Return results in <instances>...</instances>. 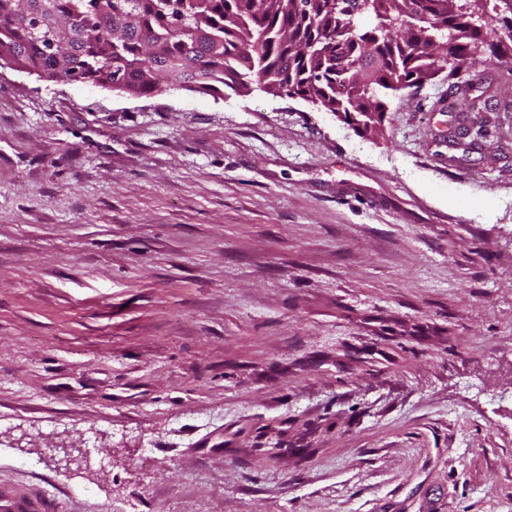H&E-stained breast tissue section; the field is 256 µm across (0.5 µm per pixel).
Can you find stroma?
<instances>
[{"instance_id":"obj_1","label":"stroma","mask_w":512,"mask_h":512,"mask_svg":"<svg viewBox=\"0 0 512 512\" xmlns=\"http://www.w3.org/2000/svg\"><path fill=\"white\" fill-rule=\"evenodd\" d=\"M507 70L402 90L370 137L0 67V490L512 512Z\"/></svg>"}]
</instances>
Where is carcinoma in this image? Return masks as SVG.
Instances as JSON below:
<instances>
[{"label": "carcinoma", "instance_id": "1", "mask_svg": "<svg viewBox=\"0 0 512 512\" xmlns=\"http://www.w3.org/2000/svg\"><path fill=\"white\" fill-rule=\"evenodd\" d=\"M0 0V63L52 82L309 99L379 133L389 94L497 65L505 0ZM43 29H34V16Z\"/></svg>", "mask_w": 512, "mask_h": 512}]
</instances>
